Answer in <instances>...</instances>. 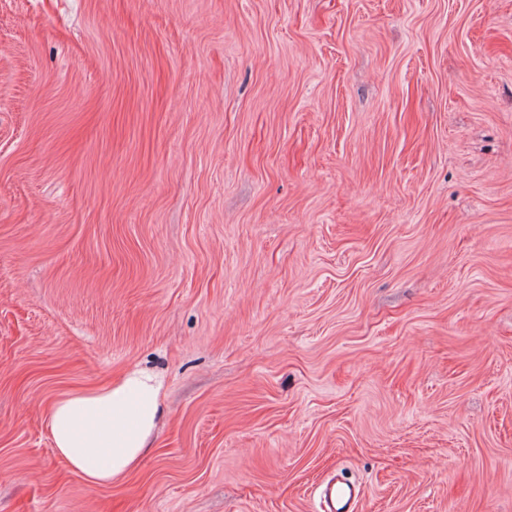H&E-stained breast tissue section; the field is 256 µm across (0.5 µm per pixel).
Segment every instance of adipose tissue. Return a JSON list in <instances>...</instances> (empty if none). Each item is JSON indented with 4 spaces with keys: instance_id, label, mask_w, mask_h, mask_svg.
<instances>
[{
    "instance_id": "1",
    "label": "adipose tissue",
    "mask_w": 512,
    "mask_h": 512,
    "mask_svg": "<svg viewBox=\"0 0 512 512\" xmlns=\"http://www.w3.org/2000/svg\"><path fill=\"white\" fill-rule=\"evenodd\" d=\"M162 389L157 374L133 369L110 386L54 401L47 426L56 453L89 485L121 480L150 447Z\"/></svg>"
}]
</instances>
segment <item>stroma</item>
<instances>
[{
  "label": "stroma",
  "instance_id": "stroma-1",
  "mask_svg": "<svg viewBox=\"0 0 512 512\" xmlns=\"http://www.w3.org/2000/svg\"><path fill=\"white\" fill-rule=\"evenodd\" d=\"M164 379L89 487L49 402ZM512 512V0H0V512ZM358 497V492L348 484L337 481L328 483L323 491L326 507L322 510L323 512H355L358 510Z\"/></svg>",
  "mask_w": 512,
  "mask_h": 512
}]
</instances>
